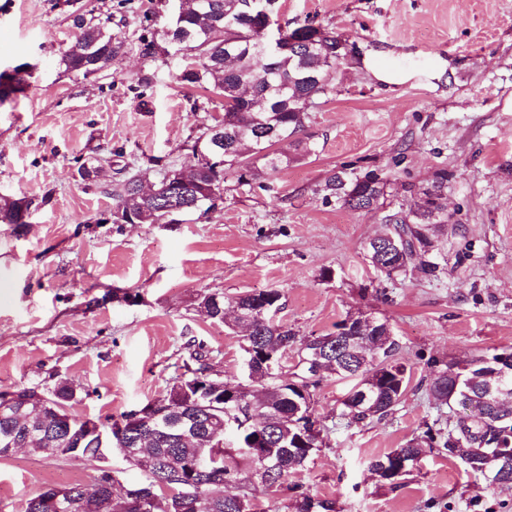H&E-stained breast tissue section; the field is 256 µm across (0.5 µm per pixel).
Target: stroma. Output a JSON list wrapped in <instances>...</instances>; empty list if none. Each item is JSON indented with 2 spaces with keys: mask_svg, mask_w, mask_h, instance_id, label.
Listing matches in <instances>:
<instances>
[{
  "mask_svg": "<svg viewBox=\"0 0 512 512\" xmlns=\"http://www.w3.org/2000/svg\"><path fill=\"white\" fill-rule=\"evenodd\" d=\"M80 3L111 13L122 44L87 79L58 65L74 39L65 0H0V72L29 66L25 95L0 103V197L37 204L29 224H0V392L46 394L66 379L71 415L104 421L165 395L191 343L225 381L246 382L240 330L209 319L200 297L275 288L279 320L300 337L334 332L349 314L388 321L410 380L389 416L350 425L340 416L350 381L323 375L321 444L283 489L258 497L260 512H287L302 493L336 512H512V492L434 450L395 489L369 468L448 418L428 395L431 359L512 347V0H279L282 26L312 19L348 44L308 113L313 150L248 185L226 177L214 208L177 224L100 223L113 206L103 185L118 165L147 186L188 167L184 142L222 120L224 100L180 79L193 59L166 35L175 0ZM367 53L408 80L378 82L361 67ZM80 158L98 166L97 184L79 176ZM343 167L384 178L377 210L314 195ZM441 168L448 230L430 255L440 270L386 278L365 247L387 231L383 218L408 200L409 184ZM102 465L118 473L114 495L143 480L114 450L101 463L0 456V504L22 512L45 488H92Z\"/></svg>",
  "mask_w": 512,
  "mask_h": 512,
  "instance_id": "obj_1",
  "label": "stroma"
}]
</instances>
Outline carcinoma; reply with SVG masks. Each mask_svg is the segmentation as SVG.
<instances>
[{
	"label": "carcinoma",
	"mask_w": 512,
	"mask_h": 512,
	"mask_svg": "<svg viewBox=\"0 0 512 512\" xmlns=\"http://www.w3.org/2000/svg\"><path fill=\"white\" fill-rule=\"evenodd\" d=\"M242 0H182L181 12L173 19V28L182 38L181 49L192 54L196 67L186 71L182 79L190 84L215 91L224 98V119L219 126L224 131V167L216 170L197 158V146L204 144L207 133L186 143L194 156L193 164L175 170L179 198L192 205L194 212H208L215 206L216 191L224 184L226 171L234 170L237 180L248 182L277 171L311 152L308 144L296 138L306 120L303 97L312 95L311 104L326 95L340 59L336 53L339 37L327 29L315 35L312 24L305 23L291 30V40L269 52L262 44L260 30L267 25L261 14L237 23ZM75 40L61 52L59 65L67 73L88 77L87 64L93 60L107 61L116 56L121 42L112 37V16L101 20L95 10H75L71 13ZM23 66L12 72H0V99L25 94L27 83ZM116 177L107 193L113 207L107 220L113 224H157L161 221L163 201L153 200L140 192L138 179L127 167L115 170ZM386 182L372 172H357L343 168L332 170L315 188L325 204L336 202L352 210H374L385 195ZM448 188V172L441 170L432 182L412 186V202L385 217L393 225L386 232L397 245L386 256L373 243L366 247L369 264L386 278L418 271L433 276L438 264L429 260L434 237L445 229L448 215L442 203ZM20 198H0V224L27 223ZM204 312L212 319L225 321L223 313L236 310L247 319L268 309L281 310L284 295L278 289L259 293H244L226 298L218 293L201 297ZM388 321L381 320L369 333L374 348L364 349L359 343L336 345L333 334L300 339L280 322L259 325L246 336V346L252 348L257 361V376L252 384H230L215 370L207 355L195 353L194 364L182 366L167 393L155 399L163 403L168 416L183 423L187 436L170 435L130 423L146 447L153 449V460L143 469L144 481L115 498L112 491L102 489L95 495L86 494L80 486L60 488L63 512H257L255 494L269 486L252 479L263 468V462L248 451L254 444H266L274 449L278 463L275 481L281 486L289 475L303 470L317 448L319 438L309 434L308 422L315 415L313 391L322 374L328 372L341 379L355 381L342 401L340 417L347 424L358 425L389 415L400 401L407 385V368L396 359L400 344ZM327 346L329 358L313 360L314 345ZM294 351L301 371L291 381H282L269 374L265 362L279 366L280 360ZM471 372L456 379L449 376L452 365L445 361L430 363L429 395L438 405L461 407L465 416L448 421L437 429L429 426L423 435L410 439L404 446L374 459L370 469L377 480L392 488L399 478L378 473L380 462L393 456L418 460L426 449L436 448L448 457L458 458L476 473H483L486 453L496 448L512 450V384L495 393L496 405L485 402L488 387L496 384L489 377L481 356L470 359ZM374 377L369 398L357 399V390L366 387ZM75 396L66 382L57 383L48 394L49 402L35 412V405L24 410L0 412V456L10 453L5 444L8 436L21 439L25 435V417L46 420L43 435L31 440L30 452L41 448H60L65 438L80 444L85 460L97 459L99 438L69 430L67 407ZM251 409L257 416L266 411L274 414V424L264 427L260 421H249L234 430L235 440L224 441L226 410L237 405ZM251 459L248 473H243L237 456ZM217 456L219 464L209 471L205 480L191 482L174 470L179 460H194ZM492 481L504 491H512V458L500 464ZM228 483L243 485V492L226 497L216 489ZM295 512H333V505L314 501L305 496L293 504Z\"/></svg>",
	"instance_id": "cac0c4a2"
}]
</instances>
